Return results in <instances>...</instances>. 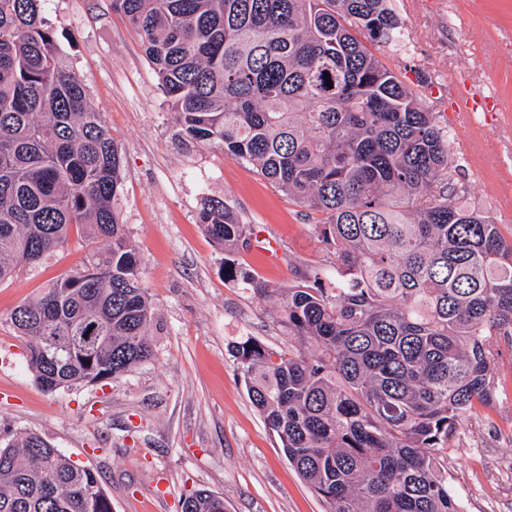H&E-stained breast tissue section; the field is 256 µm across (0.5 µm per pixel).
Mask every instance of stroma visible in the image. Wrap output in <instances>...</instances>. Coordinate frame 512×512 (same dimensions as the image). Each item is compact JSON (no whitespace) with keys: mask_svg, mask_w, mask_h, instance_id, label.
Wrapping results in <instances>:
<instances>
[{"mask_svg":"<svg viewBox=\"0 0 512 512\" xmlns=\"http://www.w3.org/2000/svg\"><path fill=\"white\" fill-rule=\"evenodd\" d=\"M398 40L373 52L421 99L451 143L458 201L512 233V0H392ZM44 16L64 65L84 84L122 152L116 207L141 262V284L159 326L154 357L100 383L49 394L35 383L9 315L74 270L100 241L70 235L39 265L0 283V437L34 432L98 472L112 512H180L182 496L207 489L227 512H327L251 404L227 348L254 336L284 351L272 311L224 279V254L199 213L220 199L251 224L236 260L282 285L326 254L313 234L319 213L301 207L251 165L216 147L177 139L173 114L143 49L110 0H47ZM491 104L452 110L449 90ZM278 248L269 261L267 242ZM494 410L462 417L448 451V483L465 512H512V345L500 342Z\"/></svg>","mask_w":512,"mask_h":512,"instance_id":"1","label":"stroma"}]
</instances>
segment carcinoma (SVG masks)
<instances>
[{
  "label": "carcinoma",
  "instance_id": "obj_1",
  "mask_svg": "<svg viewBox=\"0 0 512 512\" xmlns=\"http://www.w3.org/2000/svg\"><path fill=\"white\" fill-rule=\"evenodd\" d=\"M45 0H0V282L67 243H106L10 322L41 389L153 358L154 306L115 201L121 148L58 63ZM138 36L179 138L218 146L302 207L326 263L296 286L232 256L252 225L210 199L199 223L224 280L291 337L228 347L252 405L328 512H461L441 461L458 419L493 407L512 337V238L457 204L448 136L367 44L400 35L387 0H112ZM331 86H326V83ZM98 325L88 360L65 338ZM101 477L36 433L0 442V512H112ZM181 512H224L201 489Z\"/></svg>",
  "mask_w": 512,
  "mask_h": 512
}]
</instances>
